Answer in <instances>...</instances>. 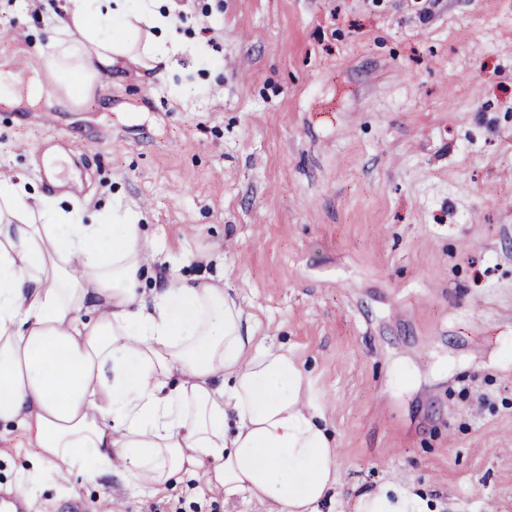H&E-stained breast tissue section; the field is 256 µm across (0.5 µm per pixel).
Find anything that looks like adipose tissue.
Segmentation results:
<instances>
[{
    "label": "adipose tissue",
    "instance_id": "ef3b65f1",
    "mask_svg": "<svg viewBox=\"0 0 512 512\" xmlns=\"http://www.w3.org/2000/svg\"><path fill=\"white\" fill-rule=\"evenodd\" d=\"M61 0L50 38L64 102L127 60L172 73L192 43L177 0ZM155 243L133 213L0 178V424L62 475L110 472L159 490L184 474L266 512H321L342 485L335 441L287 348L257 341L223 281L147 287ZM395 478L355 512H444Z\"/></svg>",
    "mask_w": 512,
    "mask_h": 512
}]
</instances>
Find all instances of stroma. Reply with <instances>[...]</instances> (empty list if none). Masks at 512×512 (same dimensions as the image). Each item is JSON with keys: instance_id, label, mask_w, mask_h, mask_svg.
I'll return each instance as SVG.
<instances>
[{"instance_id": "1", "label": "stroma", "mask_w": 512, "mask_h": 512, "mask_svg": "<svg viewBox=\"0 0 512 512\" xmlns=\"http://www.w3.org/2000/svg\"><path fill=\"white\" fill-rule=\"evenodd\" d=\"M56 2L0 0V174L43 183L52 148L78 204L143 213L155 287L223 279L336 435L332 512L399 476L512 512V0H180L200 51L176 81L123 61L69 107L19 35ZM28 439L0 427V490L31 512H265L196 477L140 489L118 458L27 484Z\"/></svg>"}]
</instances>
